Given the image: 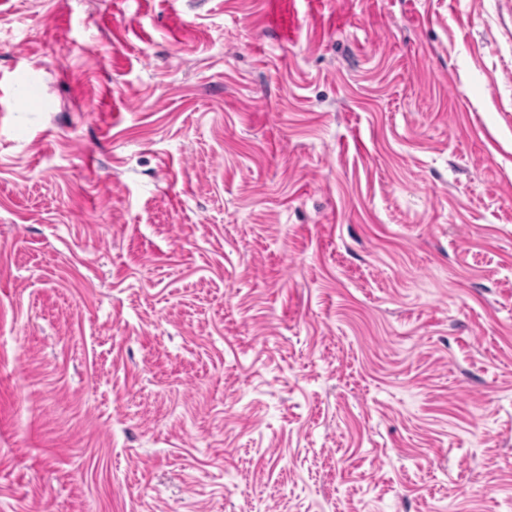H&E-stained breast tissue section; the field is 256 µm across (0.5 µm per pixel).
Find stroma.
Listing matches in <instances>:
<instances>
[{
	"instance_id": "stroma-1",
	"label": "stroma",
	"mask_w": 512,
	"mask_h": 512,
	"mask_svg": "<svg viewBox=\"0 0 512 512\" xmlns=\"http://www.w3.org/2000/svg\"><path fill=\"white\" fill-rule=\"evenodd\" d=\"M0 512H512V0H0Z\"/></svg>"
}]
</instances>
